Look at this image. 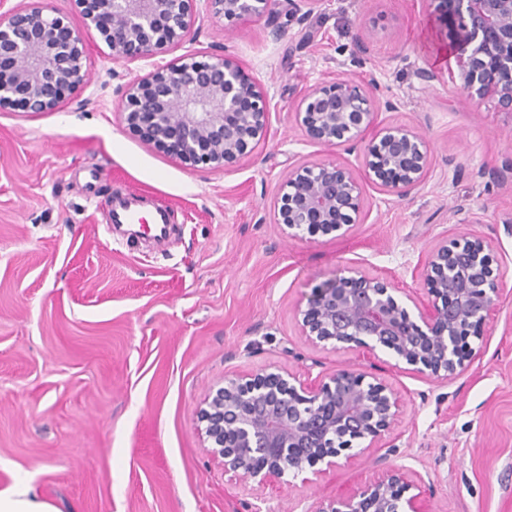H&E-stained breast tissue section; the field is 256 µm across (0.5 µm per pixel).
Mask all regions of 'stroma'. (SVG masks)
<instances>
[{"mask_svg": "<svg viewBox=\"0 0 512 512\" xmlns=\"http://www.w3.org/2000/svg\"><path fill=\"white\" fill-rule=\"evenodd\" d=\"M194 14L166 60L232 56L269 101L266 136L234 166L189 167L135 136L118 104L149 68L113 62L96 36L69 103L0 108V491L26 480L61 512H312L399 467L418 512H512V114L456 90L428 0H316L303 24L230 22L209 0ZM366 72L399 102L371 133L411 127L430 143L423 183L403 196L364 180L363 150L312 143L295 120L312 88ZM329 161L363 179L359 223L339 239L288 238L281 185ZM129 190L169 204L164 248L109 231L112 198ZM462 237L490 245L501 298L459 375L302 335L313 288L354 271L425 306L428 253ZM271 366L311 385L365 371L398 393V417L326 474L256 486L206 448L196 415L225 375Z\"/></svg>", "mask_w": 512, "mask_h": 512, "instance_id": "1", "label": "stroma"}]
</instances>
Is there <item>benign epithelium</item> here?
<instances>
[{"mask_svg": "<svg viewBox=\"0 0 512 512\" xmlns=\"http://www.w3.org/2000/svg\"><path fill=\"white\" fill-rule=\"evenodd\" d=\"M194 0H77L83 27L48 13L44 0L0 13V107L39 113L59 109L90 80L86 44L97 33L118 63L148 61L152 70L129 83L119 112L141 140L190 166H231L249 156L268 131L267 96L233 58L196 54L176 62L159 56L192 33ZM229 20L286 13L306 19L315 0H211ZM454 35L457 87L468 98L492 96L512 112V0H430ZM398 103L380 94L370 76L327 82L309 91L296 120L320 144L355 148L365 139L376 107ZM430 146L412 128H388L365 153V175L400 196L423 180ZM361 185L335 163L301 164L282 185L277 223L288 237L302 233L341 237L360 221ZM490 246L480 238L434 248L424 268L431 297L414 317L388 283L360 272L314 289L301 316L302 333L336 348L386 351L436 378L458 375L470 339L501 297ZM399 396L378 378L354 368L309 387L293 373L227 376L197 412L201 434L226 468L262 487L311 472L321 475L373 448L395 422ZM413 484L401 469L364 486L358 495L320 501L313 512H417Z\"/></svg>", "mask_w": 512, "mask_h": 512, "instance_id": "obj_1", "label": "benign epithelium"}]
</instances>
